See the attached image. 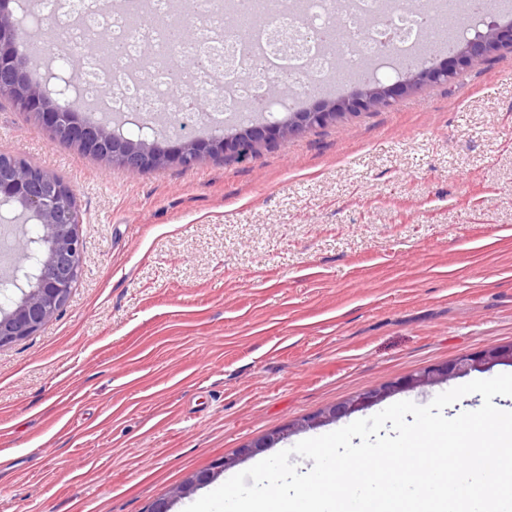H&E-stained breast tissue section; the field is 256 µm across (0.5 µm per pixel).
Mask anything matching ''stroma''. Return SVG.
<instances>
[{"mask_svg": "<svg viewBox=\"0 0 512 512\" xmlns=\"http://www.w3.org/2000/svg\"><path fill=\"white\" fill-rule=\"evenodd\" d=\"M0 154L73 191L81 276L0 348V512H149L221 457L512 344V52L385 108L134 172L0 97Z\"/></svg>", "mask_w": 512, "mask_h": 512, "instance_id": "stroma-1", "label": "stroma"}]
</instances>
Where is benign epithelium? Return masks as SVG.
Returning <instances> with one entry per match:
<instances>
[{
    "label": "benign epithelium",
    "mask_w": 512,
    "mask_h": 512,
    "mask_svg": "<svg viewBox=\"0 0 512 512\" xmlns=\"http://www.w3.org/2000/svg\"><path fill=\"white\" fill-rule=\"evenodd\" d=\"M22 34V22L0 12V87H7L15 104L23 111L35 114L63 143L91 153L100 144H110L112 151L101 159L136 172L150 171L167 164L189 167L204 156H242L261 143L284 138L295 130L323 125L341 113L384 107L418 84L447 81L459 71L485 62L499 49L512 48V25L491 23L485 31L458 42L448 51V62L442 67L431 68L422 63L407 68L409 79L404 83L385 85L371 80L355 97L341 95L324 100L307 112H292L286 119L250 125L229 136L185 139L178 133L175 141L165 146L159 140L146 136L117 134L102 122L80 123L74 109L60 105L56 89L26 77L25 55L20 49ZM2 206L10 207L38 227L36 235L25 233L15 244L21 258L35 259L38 273H30L21 263L13 266L8 284L14 288L15 296L7 306L0 307V347L35 334L66 305L80 276L83 254L82 223L76 200L71 189L58 178L21 158H1ZM499 362L512 363V345L507 348L491 347L478 356L460 357L414 374L395 385L337 403L305 424H288L265 435L239 449L238 455L254 456L275 447L295 432L349 416L403 389L427 386ZM230 465L231 462L224 457L203 471L191 473L182 487L156 501L152 512H169L174 499L212 482Z\"/></svg>",
    "instance_id": "7a95c632"
}]
</instances>
